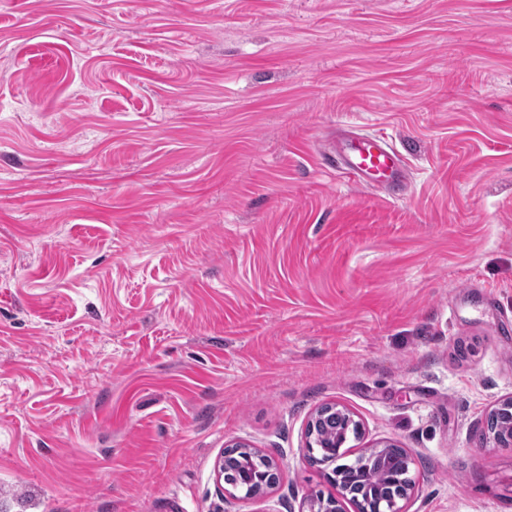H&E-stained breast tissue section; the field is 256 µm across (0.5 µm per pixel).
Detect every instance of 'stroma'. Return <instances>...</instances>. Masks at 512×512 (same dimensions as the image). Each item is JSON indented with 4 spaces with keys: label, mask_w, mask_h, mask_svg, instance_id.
<instances>
[{
    "label": "stroma",
    "mask_w": 512,
    "mask_h": 512,
    "mask_svg": "<svg viewBox=\"0 0 512 512\" xmlns=\"http://www.w3.org/2000/svg\"><path fill=\"white\" fill-rule=\"evenodd\" d=\"M511 396L512 0H0V512H298L329 402L406 512H512ZM341 161L342 170L368 189L394 190L397 185L400 157L383 135L349 140L342 150ZM508 422L507 427L503 425ZM493 432L495 445L502 448L512 447V397L500 401L489 413L488 424ZM340 414L345 418L346 427L343 433H341L336 439V430L332 433L319 434L318 427H321V420L330 414ZM351 429L356 436L360 433V424L357 422L351 413L344 407L337 403H327L319 407L307 424V442L305 444V451L307 452L308 458H314V452L318 455L322 454L321 449L325 452V463L332 465L340 459H336V454H341V447L347 440V431ZM336 448L339 450L336 453ZM242 448H248L247 445L241 444V443H235L232 445H228L227 448L224 449V455H222L217 464H216V473H217V479L219 482L224 480L228 485H237L238 478H239V467L241 466L242 460L250 459L251 462L248 463V466L255 470L257 473H263L267 470L266 463L268 466V481L269 485L262 488L263 490H259L256 492L250 491L249 489H246V496L242 495L239 496L240 498H253L260 494H262L265 490L273 488L279 481V467L275 460H273L271 457L261 453L258 450L252 449L257 455L255 456L252 453L248 452L247 449ZM260 456H265L264 458ZM270 474H274L275 479H271L269 476Z\"/></svg>",
    "instance_id": "obj_1"
}]
</instances>
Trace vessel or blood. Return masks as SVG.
Listing matches in <instances>:
<instances>
[{"instance_id":"b4317fda","label":"vessel or blood","mask_w":512,"mask_h":512,"mask_svg":"<svg viewBox=\"0 0 512 512\" xmlns=\"http://www.w3.org/2000/svg\"><path fill=\"white\" fill-rule=\"evenodd\" d=\"M341 168L366 188L392 189L397 185L400 157L385 136H360L345 144Z\"/></svg>"}]
</instances>
